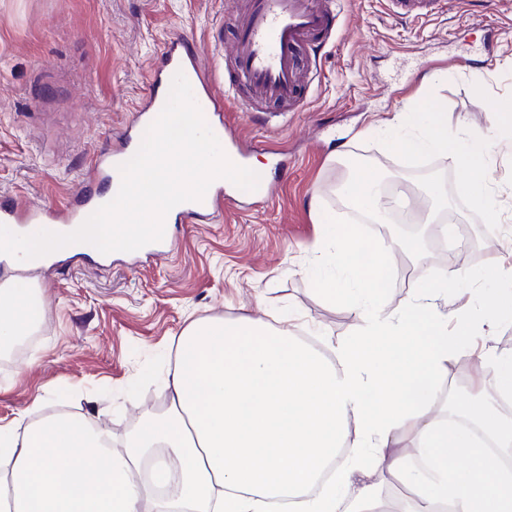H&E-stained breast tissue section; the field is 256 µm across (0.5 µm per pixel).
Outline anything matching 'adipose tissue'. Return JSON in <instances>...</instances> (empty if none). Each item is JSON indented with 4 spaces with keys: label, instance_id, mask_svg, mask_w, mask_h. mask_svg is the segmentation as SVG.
<instances>
[{
    "label": "adipose tissue",
    "instance_id": "1",
    "mask_svg": "<svg viewBox=\"0 0 512 512\" xmlns=\"http://www.w3.org/2000/svg\"><path fill=\"white\" fill-rule=\"evenodd\" d=\"M422 132L392 126L388 151L412 158L441 151L459 166L460 192L480 211L496 207L487 186V146L448 134L440 104L415 101ZM341 193L360 212L379 214L380 186L352 168ZM310 208L330 248L314 259L315 285L339 293L357 320L347 342L314 348L292 333L289 319L203 321L178 339L168 371L169 404L141 422L122 453H113L87 421L56 414L0 427V512H378L377 477L404 484L405 512H512V470L497 465L470 429L454 421L437 383L473 325L512 318V283L491 303L449 322L427 283L403 311L387 310L382 290L388 256L362 266L356 239L336 227L320 198ZM0 345L39 323L29 284L0 289ZM479 387L469 412L497 447L512 446V418L492 397L512 398V356L479 355ZM151 460V481L166 489L152 499L133 478Z\"/></svg>",
    "mask_w": 512,
    "mask_h": 512
}]
</instances>
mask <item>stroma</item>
Listing matches in <instances>:
<instances>
[{
    "mask_svg": "<svg viewBox=\"0 0 512 512\" xmlns=\"http://www.w3.org/2000/svg\"><path fill=\"white\" fill-rule=\"evenodd\" d=\"M339 8L304 110L224 115L251 144L248 159L268 165L269 203L227 207L210 224L175 220L168 253L137 268L121 252L59 253L22 272L43 314L23 351L0 353V426L23 413L35 422L67 412L109 423L112 448L123 451L139 419L164 406L176 340L198 321H270L292 309L304 316L299 340H350L354 318L311 279L308 258L326 244L310 213L314 196L372 254L426 234L418 253L397 256L382 293L388 310L405 308L423 272L447 285L438 304L450 313L495 292L486 271L512 254V131L492 130L489 108L512 95V0H446L442 14L422 20L398 15L389 0ZM224 10L225 0H0V203L64 204L93 154L118 147L171 35L233 79ZM428 73L436 80L422 85ZM421 96L444 103L451 133L487 141L494 224L456 193L461 172L448 156L406 163L384 151L393 118L420 134L409 106ZM355 164L380 174L385 194L400 191L412 220L381 224L351 209L340 188ZM430 178L449 190L436 224L422 221L430 204L419 188ZM474 236L478 256L463 266L484 277L462 284L459 244Z\"/></svg>",
    "mask_w": 512,
    "mask_h": 512,
    "instance_id": "stroma-1",
    "label": "stroma"
}]
</instances>
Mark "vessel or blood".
Instances as JSON below:
<instances>
[{
  "label": "vessel or blood",
  "instance_id": "vessel-or-blood-1",
  "mask_svg": "<svg viewBox=\"0 0 512 512\" xmlns=\"http://www.w3.org/2000/svg\"><path fill=\"white\" fill-rule=\"evenodd\" d=\"M439 0H394L406 18H421L432 13ZM335 15L328 0H250L244 21L238 26L232 46L235 82L261 98L301 111L306 105L303 69L300 63L306 39L314 35L330 38ZM195 73L191 88L206 123L213 133L223 134V113L229 103L243 105L240 95L223 89L199 57L183 51L180 40L168 45L160 68L150 69V84L172 81L176 73ZM88 185L75 193L73 200L59 207H31L17 203L0 205V224L8 227L52 225L71 228L83 222L87 212L104 205L105 200L92 190V183L106 181L111 193H118L122 175L111 155L93 156L87 173ZM232 188L224 180L211 183L199 201H187L178 214L199 223L214 221L219 207L233 200Z\"/></svg>",
  "mask_w": 512,
  "mask_h": 512
}]
</instances>
